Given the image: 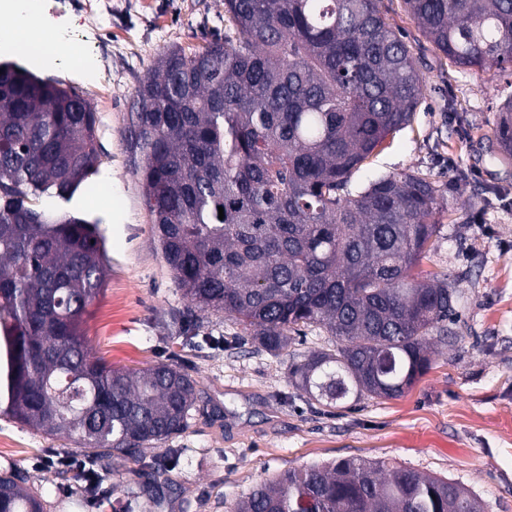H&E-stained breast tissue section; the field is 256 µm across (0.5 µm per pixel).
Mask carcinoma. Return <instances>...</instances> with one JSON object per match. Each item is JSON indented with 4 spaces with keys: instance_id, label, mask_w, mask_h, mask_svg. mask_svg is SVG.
<instances>
[{
    "instance_id": "carcinoma-1",
    "label": "carcinoma",
    "mask_w": 512,
    "mask_h": 512,
    "mask_svg": "<svg viewBox=\"0 0 512 512\" xmlns=\"http://www.w3.org/2000/svg\"><path fill=\"white\" fill-rule=\"evenodd\" d=\"M455 66L512 65V0H403ZM382 0H224L229 26L171 46L134 94L124 139L161 258L192 308L224 313L270 353L316 327L335 339L288 375L328 409L402 396L452 334L448 275L414 268L434 248L437 185L415 173L351 177L408 125L423 80ZM489 148L512 164V98ZM96 115L72 88L0 64V418L63 436L94 466L140 464L181 434L195 382L155 363L115 369L81 318L101 292L106 243L51 211L98 192ZM224 209L219 217L218 208ZM471 512L446 478L342 458L258 483L236 512ZM0 512H45L21 473L0 471Z\"/></svg>"
}]
</instances>
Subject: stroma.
I'll return each mask as SVG.
<instances>
[{
	"label": "stroma",
	"instance_id": "stroma-1",
	"mask_svg": "<svg viewBox=\"0 0 512 512\" xmlns=\"http://www.w3.org/2000/svg\"><path fill=\"white\" fill-rule=\"evenodd\" d=\"M382 11L418 60L425 99L352 184L415 172L440 187L448 214L417 272H447L459 317L454 339L434 344L429 371L403 396L330 413L300 396L288 367L333 338L312 328L274 356L239 339L231 317L191 309L154 247L144 187L127 162L123 132L140 80L164 48L197 49L223 34L224 0H39L37 15L56 20L80 55L0 48V63L75 89L97 117L94 179L108 199L78 194L63 206L106 239V282L82 322L93 353L121 368L174 364L198 397L187 430L168 442L174 493L161 507L142 491L150 469L118 477L97 466L90 492L64 463L78 447L0 419V470L19 469L47 512H112L120 499L131 512H234L262 479L345 457L443 476L484 512H512V165L488 151L512 70L455 67L403 0H382Z\"/></svg>",
	"mask_w": 512,
	"mask_h": 512
}]
</instances>
